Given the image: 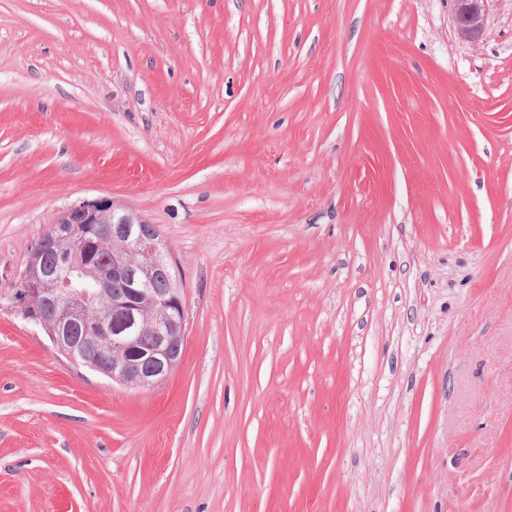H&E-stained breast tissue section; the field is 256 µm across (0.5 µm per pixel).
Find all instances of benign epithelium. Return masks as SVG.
<instances>
[{"instance_id":"7a95c632","label":"benign epithelium","mask_w":512,"mask_h":512,"mask_svg":"<svg viewBox=\"0 0 512 512\" xmlns=\"http://www.w3.org/2000/svg\"><path fill=\"white\" fill-rule=\"evenodd\" d=\"M458 32L475 39L485 29L488 0H453ZM112 244V265L94 255ZM174 288L156 295V277ZM178 267L154 225L135 210L101 197L66 208L32 251L7 308L44 331L72 364L130 388H150L181 361L187 313ZM145 331L155 343L143 347Z\"/></svg>"}]
</instances>
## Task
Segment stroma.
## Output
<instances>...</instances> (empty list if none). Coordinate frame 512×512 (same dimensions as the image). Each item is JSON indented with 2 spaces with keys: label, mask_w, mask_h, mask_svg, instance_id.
<instances>
[{
  "label": "stroma",
  "mask_w": 512,
  "mask_h": 512,
  "mask_svg": "<svg viewBox=\"0 0 512 512\" xmlns=\"http://www.w3.org/2000/svg\"><path fill=\"white\" fill-rule=\"evenodd\" d=\"M99 197L182 360L0 308V512H512V0H0V294ZM454 20L465 38H478L485 29L488 0H453Z\"/></svg>",
  "instance_id": "stroma-1"
}]
</instances>
